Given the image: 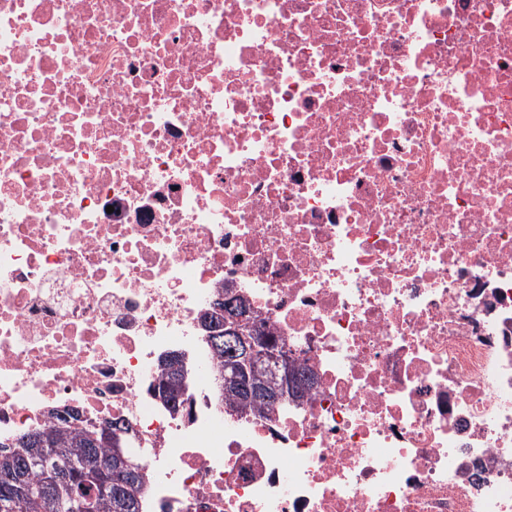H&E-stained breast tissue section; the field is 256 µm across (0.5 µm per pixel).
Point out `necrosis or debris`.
Instances as JSON below:
<instances>
[{
  "label": "necrosis or debris",
  "instance_id": "obj_1",
  "mask_svg": "<svg viewBox=\"0 0 512 512\" xmlns=\"http://www.w3.org/2000/svg\"><path fill=\"white\" fill-rule=\"evenodd\" d=\"M224 296L302 400L222 412ZM67 405L142 512H512V0H0V441Z\"/></svg>",
  "mask_w": 512,
  "mask_h": 512
}]
</instances>
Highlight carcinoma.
<instances>
[{
  "label": "carcinoma",
  "instance_id": "obj_1",
  "mask_svg": "<svg viewBox=\"0 0 512 512\" xmlns=\"http://www.w3.org/2000/svg\"><path fill=\"white\" fill-rule=\"evenodd\" d=\"M215 380L225 409L266 415L279 401L247 397L246 385L224 386V350L213 351ZM128 422L86 425L53 416L49 426L0 443V512H80L83 497L96 499L97 512H140L146 490V455L124 434ZM125 449L128 463H117L113 449ZM70 472L65 484L53 482L58 466Z\"/></svg>",
  "mask_w": 512,
  "mask_h": 512
}]
</instances>
